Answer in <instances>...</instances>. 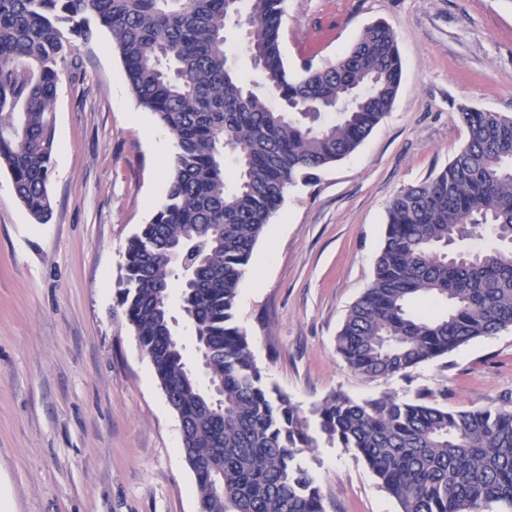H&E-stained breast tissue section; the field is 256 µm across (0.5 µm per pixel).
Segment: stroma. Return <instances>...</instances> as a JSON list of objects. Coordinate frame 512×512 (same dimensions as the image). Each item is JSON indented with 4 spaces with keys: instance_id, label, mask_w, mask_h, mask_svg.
<instances>
[{
    "instance_id": "obj_1",
    "label": "stroma",
    "mask_w": 512,
    "mask_h": 512,
    "mask_svg": "<svg viewBox=\"0 0 512 512\" xmlns=\"http://www.w3.org/2000/svg\"><path fill=\"white\" fill-rule=\"evenodd\" d=\"M378 21L402 60L393 108L352 155L289 188L236 323L268 386L307 414L336 393L498 405L512 399V328L390 378L336 352L389 201L465 143L460 108L512 116V0H286L283 59L334 63ZM62 69L48 223L0 170V512H199L179 417L116 296L127 243L165 196L173 142L132 95L108 30L74 43ZM299 460L326 512H399L363 459L326 438Z\"/></svg>"
}]
</instances>
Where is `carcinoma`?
I'll return each instance as SVG.
<instances>
[{
    "mask_svg": "<svg viewBox=\"0 0 512 512\" xmlns=\"http://www.w3.org/2000/svg\"><path fill=\"white\" fill-rule=\"evenodd\" d=\"M285 0H0V169L38 224L49 221L53 106L74 41L109 31L130 89L176 143L164 200L128 241L117 299L185 431L202 512H326L299 461L316 438L288 395L268 387L235 304L253 249L289 188L352 155L391 111L402 79L394 31L367 27L336 63L288 70ZM245 17L262 78L239 76L224 30ZM334 114L328 121L325 116ZM466 143L441 171L401 189L386 209L374 278L350 306L336 350L352 370L390 377L512 328V117L460 109ZM235 154L233 181L224 157ZM492 226L501 247L469 242ZM182 311L206 340L210 407L171 341V274ZM427 296L443 310L419 315ZM321 435L363 458L400 512L512 510V409L450 410L426 398L312 410Z\"/></svg>",
    "mask_w": 512,
    "mask_h": 512,
    "instance_id": "1",
    "label": "carcinoma"
}]
</instances>
